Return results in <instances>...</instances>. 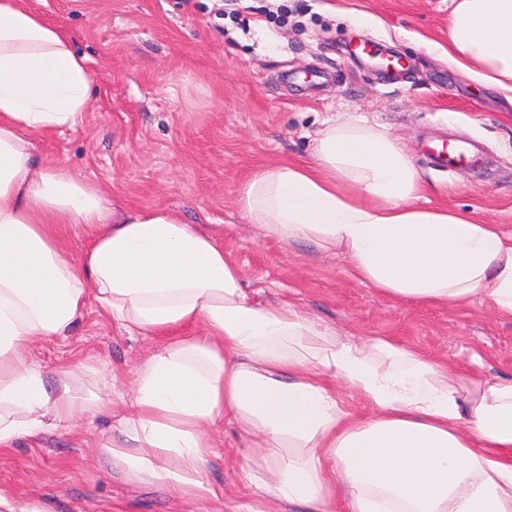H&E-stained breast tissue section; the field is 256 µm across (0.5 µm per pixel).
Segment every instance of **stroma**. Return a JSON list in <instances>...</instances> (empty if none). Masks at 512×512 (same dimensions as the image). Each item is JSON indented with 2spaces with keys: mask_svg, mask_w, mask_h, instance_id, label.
<instances>
[{
  "mask_svg": "<svg viewBox=\"0 0 512 512\" xmlns=\"http://www.w3.org/2000/svg\"><path fill=\"white\" fill-rule=\"evenodd\" d=\"M89 58L81 122L31 138L44 163L103 183L114 208L163 207L216 234L258 304L289 303L358 342L385 337L470 373H512V319L479 300L432 304L385 295L350 277L342 255L287 245L250 227L239 187L275 163L307 164L319 133L348 121L396 136L417 169L423 207L512 232V104L422 41L448 43L452 0H30ZM371 40L378 52L358 51ZM480 146L481 167L439 170L429 144ZM88 311L64 341L32 353L49 379L74 371L131 377L154 344ZM112 420L86 414L71 431L0 447V496L28 512H268L242 468L237 428L204 465L210 493L181 492L113 469Z\"/></svg>",
  "mask_w": 512,
  "mask_h": 512,
  "instance_id": "35a3bbf8",
  "label": "stroma"
}]
</instances>
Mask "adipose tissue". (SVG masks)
Listing matches in <instances>:
<instances>
[{"label":"adipose tissue","mask_w":512,"mask_h":512,"mask_svg":"<svg viewBox=\"0 0 512 512\" xmlns=\"http://www.w3.org/2000/svg\"><path fill=\"white\" fill-rule=\"evenodd\" d=\"M452 2L449 64L512 103V0ZM91 83L61 27L29 0H0V446L93 410L114 418L113 464L201 490L233 422L250 486L308 512L340 495L349 512H512V374L464 377L382 339L338 340L290 305H255L213 234L162 208L117 211L101 185L39 163L31 134L74 128ZM420 191L395 137L342 122L321 132L312 164L261 170L238 203L283 242L340 250L351 277L384 294L476 298L512 319V234L417 206ZM75 226L89 233L76 263L62 244ZM92 307L157 342L132 380L102 374L85 399L29 349L70 336ZM339 381L366 415L337 399Z\"/></svg>","instance_id":"1"}]
</instances>
